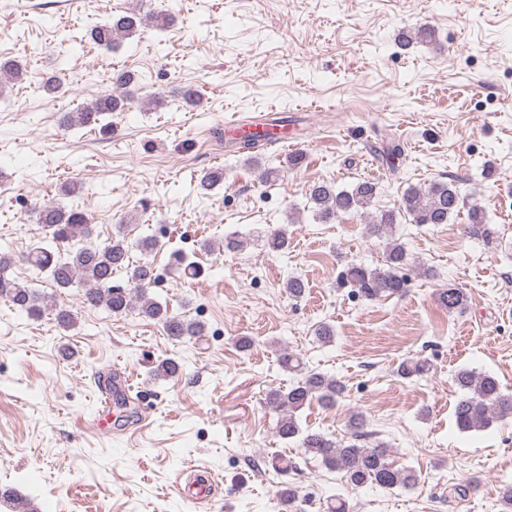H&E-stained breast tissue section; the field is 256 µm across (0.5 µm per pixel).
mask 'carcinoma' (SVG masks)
<instances>
[{"mask_svg":"<svg viewBox=\"0 0 512 512\" xmlns=\"http://www.w3.org/2000/svg\"><path fill=\"white\" fill-rule=\"evenodd\" d=\"M169 24L165 14L141 13L129 10L114 15L103 22L86 26L83 38L95 45L114 49L121 41L136 34L144 26L159 30ZM0 74L10 79H23L22 65L13 59L0 60ZM110 88L95 97L89 104L63 117V125L69 129H81L98 125L115 112L128 110L130 97L127 88L136 82L135 74L127 70L111 73ZM224 182V169L213 168L199 178L196 191L209 194ZM377 190L370 180L358 182L351 190H336L327 182H316L309 187L308 203L316 219L323 223L332 221L340 211L367 208ZM462 199L457 188L450 182H436L428 187H408L396 210H384L373 216L371 233L387 238L384 265L369 268L363 265L348 267L343 275L346 284L365 298L382 295L400 296L409 288L402 270L406 266V250L403 244L389 238L392 227L401 215L409 216L416 224H446L461 210ZM38 223L44 225L58 251L37 246L31 249L23 261L37 273L47 274L58 291L77 286L83 290V303L91 308L103 307L116 315L138 312L139 315L162 325L170 340L178 343L190 342L204 335V326L191 319L175 315L167 305L148 296L150 288L158 279L155 265L145 259L137 263L131 260L132 247L147 255L158 247V241L144 237L137 244L128 242L122 232L110 240L96 244L91 241V229L86 213L79 207H66L50 201L32 207ZM470 224L466 232L483 240L492 241L497 231L486 223L477 207L469 213ZM14 265L8 254H0V298L25 311L28 316L38 318L49 309L48 303L28 282H19L8 276ZM172 266L187 277L201 274L198 264L180 252L172 255ZM126 273L127 283H113V277ZM440 305L450 313L465 308V294L458 288L448 287L438 294ZM57 325L68 330L77 323L76 314L65 306L52 308ZM283 370L297 375L296 381L287 390L271 389L267 392L268 403L278 412L276 433L283 439H297L306 453L321 458L330 469L344 475L354 486L372 484L385 489H409L418 483L416 473L407 467L396 468L388 460V450L382 446L365 448L357 440L365 435L366 419L356 413L350 416L348 428L351 441L337 442L324 434L304 431L300 424V412L317 401L326 407L336 404L344 393L343 385L322 373L305 370L298 356L283 350L280 354ZM182 365L174 358L157 361L151 371L156 380H170L179 375ZM429 371L425 359L402 361L397 373L402 378L422 376ZM458 396L454 406L457 428L462 432L489 427L494 421L512 417V393L502 391L497 379L489 374L461 368L454 375Z\"/></svg>","mask_w":512,"mask_h":512,"instance_id":"carcinoma-1","label":"carcinoma"}]
</instances>
